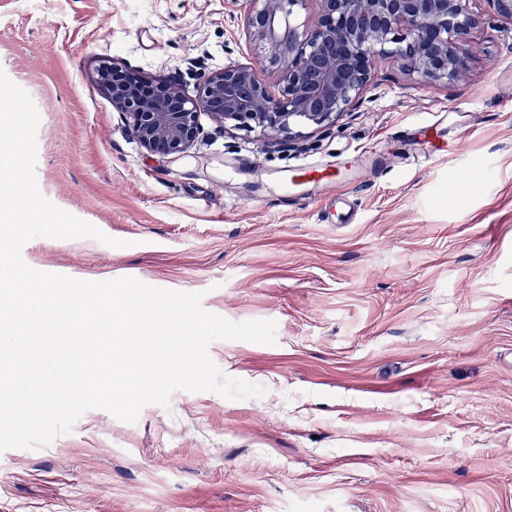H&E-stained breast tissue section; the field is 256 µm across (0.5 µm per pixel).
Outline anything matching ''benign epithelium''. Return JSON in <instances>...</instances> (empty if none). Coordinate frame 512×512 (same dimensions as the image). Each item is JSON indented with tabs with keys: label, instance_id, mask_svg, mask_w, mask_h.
I'll return each mask as SVG.
<instances>
[{
	"label": "benign epithelium",
	"instance_id": "7a95c632",
	"mask_svg": "<svg viewBox=\"0 0 512 512\" xmlns=\"http://www.w3.org/2000/svg\"><path fill=\"white\" fill-rule=\"evenodd\" d=\"M305 0H252L249 38L262 45L282 83L270 92L250 64L229 62L202 77L197 93L114 61L98 71L112 107L147 152L180 155L205 136L200 115L222 129L259 130L291 139L294 128L335 126L363 98L386 45L405 44L401 67L427 82L458 81L467 71L472 33L483 18L471 0H314L310 26L283 19L282 4Z\"/></svg>",
	"mask_w": 512,
	"mask_h": 512
}]
</instances>
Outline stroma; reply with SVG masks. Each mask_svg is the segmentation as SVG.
<instances>
[{"instance_id":"stroma-1","label":"stroma","mask_w":512,"mask_h":512,"mask_svg":"<svg viewBox=\"0 0 512 512\" xmlns=\"http://www.w3.org/2000/svg\"><path fill=\"white\" fill-rule=\"evenodd\" d=\"M470 7L485 23L466 82L390 56L299 149L234 129L161 157L99 66L195 93L263 58L250 0H0V69L40 114L41 193L124 242L40 237L24 261L277 323L275 344L209 347L265 396L179 391L133 423L89 410L49 446L0 453V512H512V24ZM432 125L446 147L430 158ZM305 165L332 181H296Z\"/></svg>"}]
</instances>
